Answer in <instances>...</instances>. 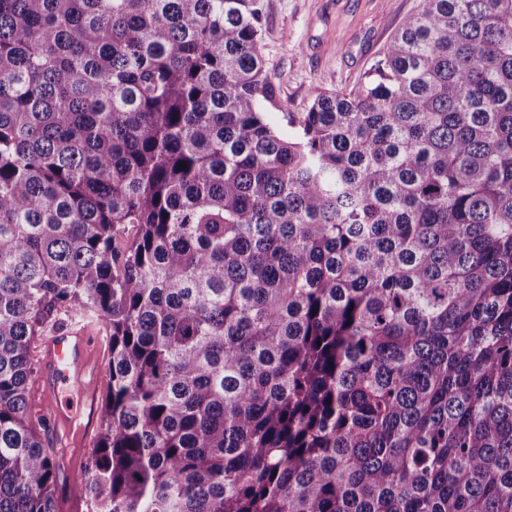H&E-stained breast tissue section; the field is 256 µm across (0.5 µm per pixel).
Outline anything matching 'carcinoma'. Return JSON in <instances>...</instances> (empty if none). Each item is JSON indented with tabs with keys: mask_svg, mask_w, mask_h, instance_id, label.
<instances>
[{
	"mask_svg": "<svg viewBox=\"0 0 512 512\" xmlns=\"http://www.w3.org/2000/svg\"><path fill=\"white\" fill-rule=\"evenodd\" d=\"M262 21L0 0V512H58L63 315L112 354L86 512H512V0H420L288 135Z\"/></svg>",
	"mask_w": 512,
	"mask_h": 512,
	"instance_id": "cac0c4a2",
	"label": "carcinoma"
}]
</instances>
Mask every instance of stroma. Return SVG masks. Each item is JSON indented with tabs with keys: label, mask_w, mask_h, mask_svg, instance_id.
Segmentation results:
<instances>
[{
	"label": "stroma",
	"mask_w": 512,
	"mask_h": 512,
	"mask_svg": "<svg viewBox=\"0 0 512 512\" xmlns=\"http://www.w3.org/2000/svg\"><path fill=\"white\" fill-rule=\"evenodd\" d=\"M263 54L278 102L270 121L287 130L288 115L306 111L314 90L346 92L362 81L383 47L416 11L419 0H262ZM105 398L96 387L90 408L70 426L51 421L44 405L32 417L49 421L50 446L59 463V512H78L84 489L77 476L95 446Z\"/></svg>",
	"instance_id": "stroma-1"
}]
</instances>
